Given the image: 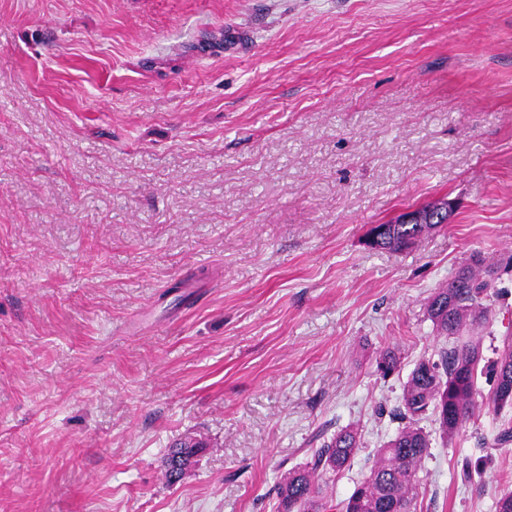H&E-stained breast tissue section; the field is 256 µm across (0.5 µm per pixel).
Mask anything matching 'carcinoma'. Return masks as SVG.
<instances>
[{"instance_id": "cac0c4a2", "label": "carcinoma", "mask_w": 512, "mask_h": 512, "mask_svg": "<svg viewBox=\"0 0 512 512\" xmlns=\"http://www.w3.org/2000/svg\"><path fill=\"white\" fill-rule=\"evenodd\" d=\"M435 204L415 209L422 216L420 224H376L370 232L377 239L369 246L392 251L402 250L432 229L448 223V213L435 214ZM497 268L483 266L479 255H472L450 280L436 289L426 305L427 318L451 345L437 351V357H421L403 385L395 416L403 425L376 451L369 475L357 484L342 505V512H417L419 478L422 463L429 456L431 439L420 426L428 412L437 413L444 440H453L474 416L479 403L478 378L484 376L490 389L483 403L494 409L512 408V336L493 361L485 360L481 339L475 328L489 319L485 304L494 287ZM376 373L387 378L401 370V357L393 347H386L375 358ZM203 443L187 438L178 443L165 461L168 483L180 481L172 462L188 448ZM361 448V435L355 426H347L313 454L303 467L288 471L277 487L278 512H324L320 480L351 467Z\"/></svg>"}]
</instances>
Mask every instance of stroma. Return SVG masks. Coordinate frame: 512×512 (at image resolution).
Returning a JSON list of instances; mask_svg holds the SVG:
<instances>
[{
    "label": "stroma",
    "mask_w": 512,
    "mask_h": 512,
    "mask_svg": "<svg viewBox=\"0 0 512 512\" xmlns=\"http://www.w3.org/2000/svg\"><path fill=\"white\" fill-rule=\"evenodd\" d=\"M441 198L448 224L367 247ZM475 253L512 255V0H0V512H276L354 425L340 503ZM487 302L492 360L512 268ZM507 422L422 420L420 512H494ZM447 203L448 211L437 214L435 218V202L427 204L421 208L410 209L399 214L398 222L391 221L387 224L374 225L368 234L377 233L378 240L368 241V245L374 248L388 249L392 251L402 250L416 241L422 236L430 232L432 229L438 227L440 224H448V212L451 214L455 209V204L452 200L438 201V207H442L441 203ZM422 216V224H414L415 216L413 212ZM436 219V220H435ZM398 223V224H393ZM375 371L383 379L400 372L401 357L394 347L387 346L375 358ZM188 448H204V446L203 443L193 438H186L184 441H181L176 445L175 449L169 453L165 461V478L169 484H175L181 480L182 475L172 468V462L178 455H182Z\"/></svg>",
    "instance_id": "35a3bbf8"
}]
</instances>
